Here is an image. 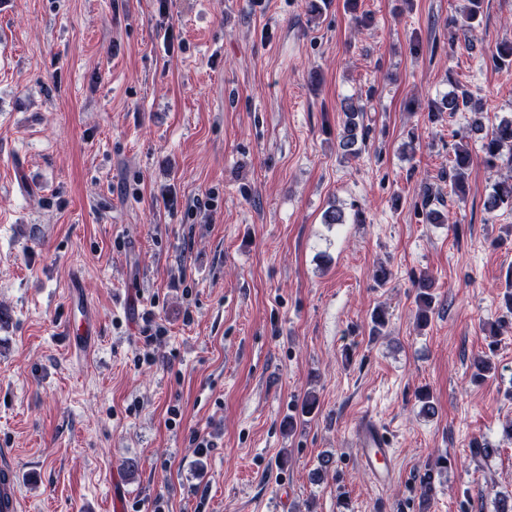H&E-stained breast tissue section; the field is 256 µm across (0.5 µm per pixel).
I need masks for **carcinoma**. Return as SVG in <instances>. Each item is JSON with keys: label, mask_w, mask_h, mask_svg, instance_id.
<instances>
[{"label": "carcinoma", "mask_w": 512, "mask_h": 512, "mask_svg": "<svg viewBox=\"0 0 512 512\" xmlns=\"http://www.w3.org/2000/svg\"><path fill=\"white\" fill-rule=\"evenodd\" d=\"M481 14V0H469V9L461 19L451 18L448 26L452 29L450 35L462 30L465 32L475 28V22ZM467 110L473 114L470 131L481 135L482 153L487 167L494 168L502 160L512 163V117L502 118L491 129L485 128L482 108L472 105V95L462 89L435 100L431 103L429 117L434 118L441 112H458ZM344 115L343 129L339 136L338 148L345 158L357 156L366 147L369 136L368 127L364 126V107L347 99L343 102ZM473 158L469 148L463 144L457 145L453 151V158L448 162V172L443 178L448 180L450 192L459 199L465 198V176ZM442 202L439 193L427 187L423 191L421 200V214L428 224H441L444 222L443 213L438 210L437 204ZM485 207L489 211L500 208L512 210V176L499 181L492 186ZM417 290L418 310L416 321L419 324L428 322L429 312L432 311L434 295L432 288L435 282L428 275L423 274L414 280Z\"/></svg>", "instance_id": "obj_1"}]
</instances>
